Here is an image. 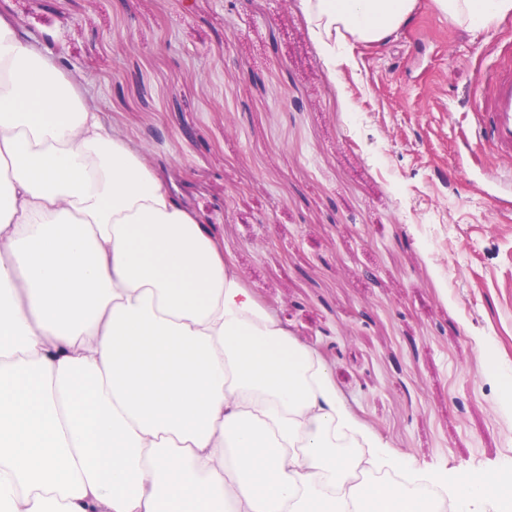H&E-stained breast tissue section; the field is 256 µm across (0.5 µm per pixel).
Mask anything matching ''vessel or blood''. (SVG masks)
I'll return each instance as SVG.
<instances>
[{
    "mask_svg": "<svg viewBox=\"0 0 512 512\" xmlns=\"http://www.w3.org/2000/svg\"><path fill=\"white\" fill-rule=\"evenodd\" d=\"M471 142L491 147L502 159L484 176L483 195L495 208L512 209V60L485 69L475 90Z\"/></svg>",
    "mask_w": 512,
    "mask_h": 512,
    "instance_id": "1",
    "label": "vessel or blood"
}]
</instances>
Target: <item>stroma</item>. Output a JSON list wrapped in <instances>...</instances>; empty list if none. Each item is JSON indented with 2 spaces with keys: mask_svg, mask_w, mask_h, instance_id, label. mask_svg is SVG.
I'll return each mask as SVG.
<instances>
[{
  "mask_svg": "<svg viewBox=\"0 0 512 512\" xmlns=\"http://www.w3.org/2000/svg\"><path fill=\"white\" fill-rule=\"evenodd\" d=\"M88 106L126 124L242 285L329 365L390 453L512 498V212L467 154L480 30L417 0L328 51L301 0H6Z\"/></svg>",
  "mask_w": 512,
  "mask_h": 512,
  "instance_id": "stroma-1",
  "label": "stroma"
}]
</instances>
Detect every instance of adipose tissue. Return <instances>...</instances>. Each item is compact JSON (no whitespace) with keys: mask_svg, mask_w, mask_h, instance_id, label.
<instances>
[{"mask_svg":"<svg viewBox=\"0 0 512 512\" xmlns=\"http://www.w3.org/2000/svg\"><path fill=\"white\" fill-rule=\"evenodd\" d=\"M416 0H303L376 43ZM488 29L512 0H434ZM145 153L0 16V512H482L431 496Z\"/></svg>","mask_w":512,"mask_h":512,"instance_id":"1","label":"adipose tissue"}]
</instances>
